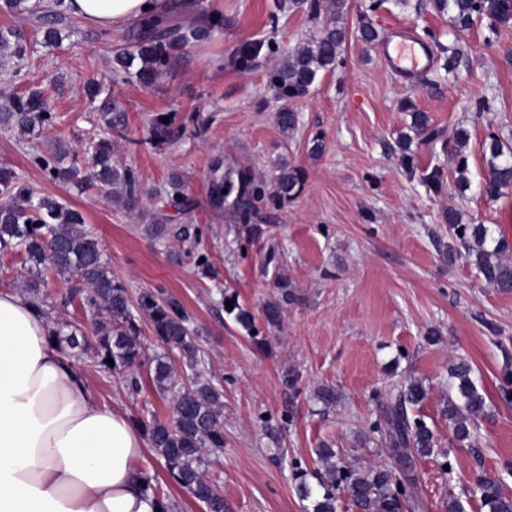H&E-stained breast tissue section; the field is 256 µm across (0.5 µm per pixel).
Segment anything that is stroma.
<instances>
[{"instance_id":"stroma-1","label":"stroma","mask_w":512,"mask_h":512,"mask_svg":"<svg viewBox=\"0 0 512 512\" xmlns=\"http://www.w3.org/2000/svg\"><path fill=\"white\" fill-rule=\"evenodd\" d=\"M201 14L220 13L224 25L208 38L189 40L175 51L170 71L150 89L137 82L113 83L115 53L128 47L130 31L112 32L71 18L63 41L36 44L20 61V73L0 72V107L11 95L45 88L58 117L56 129L32 138L0 127V168L15 171L38 194L65 200L80 210L112 271L131 296L163 290L180 301L201 348L197 366L223 395L224 447L212 455L208 476L224 494L228 512H306L293 462L320 469L315 453L326 442L350 459L389 465L387 449L364 435L391 394L421 380L427 395L413 413L435 431L432 455L415 460L414 502L407 512H446L449 499L463 512H483L466 496L477 472L499 474L512 496V404L499 386L512 371V293L481 281L472 260L455 264L441 253L451 242L445 215L460 210L467 223L483 224L512 241V190L494 200L477 189L485 169L489 136H512V25L479 22L454 32L433 0H343L330 12L325 0H188ZM380 37L406 33L425 41L427 70L409 80L384 61L378 45L358 40L361 17ZM330 27L343 29V64L319 73L309 91L279 98L270 75L298 46ZM276 51H269L268 43ZM261 44L259 56L242 63L246 44ZM462 55L448 70V50ZM117 106L123 134L112 137L99 120L101 104ZM489 110H481V103ZM299 114L285 136L276 123L283 107ZM426 113L436 141L411 124ZM173 112L182 127L173 141L150 142V122ZM468 132L466 192L455 185L453 134ZM112 138L116 155L150 193L141 213L130 214L96 188L46 180L28 162L31 150L61 141L82 153L97 138ZM323 151L311 152L314 139ZM249 169L272 182L281 163L305 173L301 193L286 202L259 203V228L239 233L233 213L215 208L211 196L215 159ZM441 170L440 190L426 176ZM179 176L190 212L167 197ZM165 232L154 236L153 217ZM51 321L90 332L93 317L80 299L61 305L63 279L45 271ZM295 287L277 327L263 320L262 304L277 297L278 279ZM252 311L268 342L255 349L247 331L225 308V298ZM466 360L486 398L473 426V447L460 446L448 426L449 370ZM98 403L129 419H168L172 399L160 395L147 367L136 369L138 389L125 374L98 371L89 359L75 363ZM296 376L288 386V376ZM336 394L332 405L321 389ZM451 471H444V463Z\"/></svg>"}]
</instances>
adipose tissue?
I'll use <instances>...</instances> for the list:
<instances>
[{"instance_id": "ef3b65f1", "label": "adipose tissue", "mask_w": 512, "mask_h": 512, "mask_svg": "<svg viewBox=\"0 0 512 512\" xmlns=\"http://www.w3.org/2000/svg\"><path fill=\"white\" fill-rule=\"evenodd\" d=\"M166 0H67L87 24L119 31ZM26 297L0 291V512H159L145 492V443L126 415L48 339Z\"/></svg>"}]
</instances>
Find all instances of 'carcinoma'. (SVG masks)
<instances>
[{
  "label": "carcinoma",
  "mask_w": 512,
  "mask_h": 512,
  "mask_svg": "<svg viewBox=\"0 0 512 512\" xmlns=\"http://www.w3.org/2000/svg\"><path fill=\"white\" fill-rule=\"evenodd\" d=\"M435 8L448 13L452 30L466 29L486 19L491 27L512 22V0H435ZM15 16H27L38 22L43 40L54 43L60 38L59 26L66 16L61 11H43L30 0H0V11ZM211 29H196L187 35L161 20L147 19L138 24L132 49L115 55L113 79L125 82L130 76L133 61H140L135 77L140 85L150 88L159 76L172 65L173 51L188 38L203 39ZM345 33L329 28L285 59L271 76L270 85L281 96L302 95L322 71L336 68ZM26 35L13 27H0V61L22 59L30 51ZM169 121H163V118ZM56 120L43 100V91L31 90L10 99V105L0 112V125L17 131L21 136L49 130ZM277 124L285 134L298 126V113L284 108L277 113ZM181 128L175 126L174 113L161 112L151 120L152 141H173ZM456 156L455 183L460 191L470 188L467 177L468 132L454 134ZM488 154L486 171L480 182V193L488 199L501 196L512 187V147L495 136L485 146ZM67 154L62 143L51 151L36 150L29 162L53 182L67 184L76 180L95 183L107 194L122 203L129 213L143 208L145 192L129 166L114 158L112 141L99 139L91 142L87 154L95 168L92 176H83L78 162L68 167L60 165ZM304 175L293 167H279L272 188L256 180L246 170L228 169L211 181V196L221 205L228 194L235 193L232 210L242 230L250 235L258 231L251 223L254 202L264 197L286 201L299 195ZM448 230L454 243L448 244L444 260L452 264L459 257L475 259V267L482 281L501 293L512 292V263L505 255L512 249L506 239H497L483 224H464L459 212L448 210ZM84 218L68 203L48 197H38L29 184L12 171L0 169V255L17 252L29 271L42 266L63 276L68 294L63 304L78 297L92 313L93 340H88L78 329L63 323L50 330V341L66 356L86 355L92 365L104 372L131 371L142 365L145 348L140 338L137 318L144 316L150 323L155 339L167 348L178 349L186 363L197 364L200 350L197 337L192 334L188 316L174 297H164L159 291H144L131 298L128 288L114 276L112 266L104 259L99 242L85 229ZM24 294L31 297L37 308L45 313L46 301L41 293V281H23ZM292 284L281 280L278 300L263 306V318L270 326H278L283 317L282 303L290 300ZM235 319L255 340L252 333L254 316L246 309L233 305ZM156 390L173 394L171 418L143 421L135 425L144 429L153 451L163 460L169 478L194 499L204 504L207 512H226L224 495L204 476L207 455L224 447V417L222 394L208 381L195 378L181 385L173 365L159 354L152 358L149 368ZM452 377L457 380L455 396L448 399V421L453 426L456 440L463 444L471 439L470 424L486 407L484 395L471 378V367L463 359L455 365ZM426 390L422 382L413 380L402 387L381 415L369 426V433L380 438L392 453V462L386 467H362L347 461L342 452L325 446L317 449L323 465L320 473L321 497L312 504V512H336V491L349 494L358 512H402L412 499L414 485V458L428 456L436 446L435 435L420 417L408 415L406 406L422 401ZM472 493L479 498L485 512H512V497L504 494L501 481L479 474L475 477Z\"/></svg>",
  "instance_id": "1"
}]
</instances>
